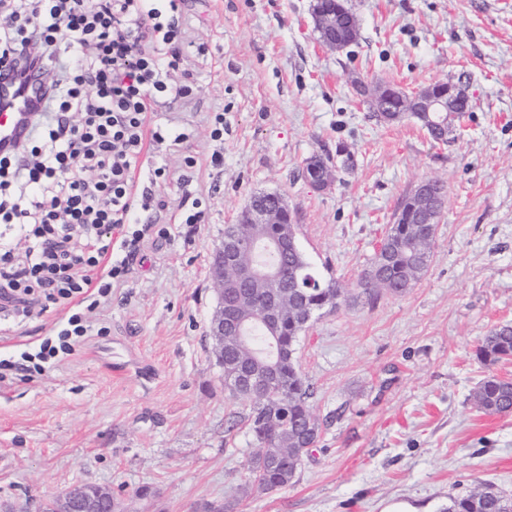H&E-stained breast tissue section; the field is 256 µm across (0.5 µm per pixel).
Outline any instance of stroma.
I'll use <instances>...</instances> for the list:
<instances>
[{
	"label": "stroma",
	"instance_id": "1",
	"mask_svg": "<svg viewBox=\"0 0 512 512\" xmlns=\"http://www.w3.org/2000/svg\"><path fill=\"white\" fill-rule=\"evenodd\" d=\"M312 3L190 0L205 53L170 82L192 90L172 108L200 161L167 194H202L206 221L172 224L145 248L111 307L91 315L103 335L42 376L0 384V502L74 484L126 492V512H382L391 499L441 512L480 482L512 496V413L479 412L473 399L486 374L512 379V362L477 360L488 331L512 322V0H348L360 39L339 52L319 48ZM438 81L463 82L473 102L440 144L414 120L378 122L357 90ZM220 108L214 169L205 116ZM340 144L352 169L336 166ZM314 155L337 168L322 191L302 176ZM427 179L447 194L427 276L324 314L301 336L320 439L288 487L252 486L257 443L208 335V270L225 225L254 193H280L310 262L353 284L401 198ZM62 314L0 308V356L33 351Z\"/></svg>",
	"mask_w": 512,
	"mask_h": 512
}]
</instances>
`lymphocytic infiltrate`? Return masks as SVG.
<instances>
[{
	"label": "lymphocytic infiltrate",
	"mask_w": 512,
	"mask_h": 512,
	"mask_svg": "<svg viewBox=\"0 0 512 512\" xmlns=\"http://www.w3.org/2000/svg\"><path fill=\"white\" fill-rule=\"evenodd\" d=\"M185 15L184 0H0V60L17 82L40 77L44 99L32 132L0 152V300L25 315L43 298L68 308L35 352L0 359V382L70 356L95 330L89 311L126 285L150 241L169 237L158 189L174 173L155 161L145 190L138 172L147 142L190 138L157 121L162 97L188 93L170 89L171 71L205 52Z\"/></svg>",
	"instance_id": "obj_1"
}]
</instances>
